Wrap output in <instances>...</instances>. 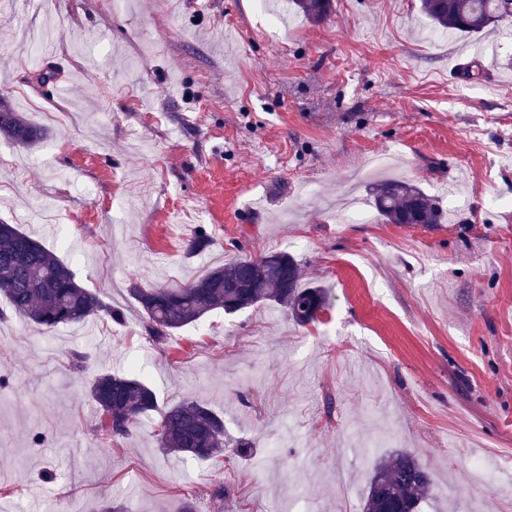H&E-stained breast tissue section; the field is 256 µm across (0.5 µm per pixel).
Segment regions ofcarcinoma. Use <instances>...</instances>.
<instances>
[{"mask_svg": "<svg viewBox=\"0 0 512 512\" xmlns=\"http://www.w3.org/2000/svg\"><path fill=\"white\" fill-rule=\"evenodd\" d=\"M297 11L321 19L331 0H289ZM421 10L440 32H481L512 19V0H421ZM0 134L22 145L42 139V129L20 113L0 104ZM373 205L387 224H440L444 214L436 199L402 180L371 186ZM300 263L286 251L262 262L238 258L226 267L210 270L185 285L166 288L132 286L129 294L142 311L150 338L162 342L175 331L201 320L214 310L234 314L266 302L283 306L295 323L318 320L328 303L318 286L301 287ZM0 297L9 311L44 330L86 322L103 312L113 319L120 312L82 286L61 259L16 224L0 222ZM100 417L109 421L107 437L126 438L145 416L159 414L155 437L158 448L180 458L209 459L224 448V418L207 404L186 400L163 407L154 390L132 373L104 372L85 392ZM431 478L416 456L395 453L381 460L374 471L363 512H383L389 501L411 512L429 494Z\"/></svg>", "mask_w": 512, "mask_h": 512, "instance_id": "obj_1", "label": "carcinoma"}]
</instances>
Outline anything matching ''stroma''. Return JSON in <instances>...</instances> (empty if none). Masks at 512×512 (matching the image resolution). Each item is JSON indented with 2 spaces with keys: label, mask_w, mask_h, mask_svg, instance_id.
I'll list each match as a JSON object with an SVG mask.
<instances>
[{
  "label": "stroma",
  "mask_w": 512,
  "mask_h": 512,
  "mask_svg": "<svg viewBox=\"0 0 512 512\" xmlns=\"http://www.w3.org/2000/svg\"><path fill=\"white\" fill-rule=\"evenodd\" d=\"M26 22L63 59L55 101L23 99L41 66ZM429 30L420 0H333L274 27L254 0H0V99L47 132L0 136V221L123 314L46 333L0 319V512H280L295 485L297 512H361L399 451L432 477L422 512H512V34ZM385 149L443 223L338 220ZM286 249L329 294L304 327L266 303L158 343L129 295ZM133 365L162 403L223 416L226 454L164 455L149 417L102 441L85 389Z\"/></svg>",
  "instance_id": "obj_1"
}]
</instances>
